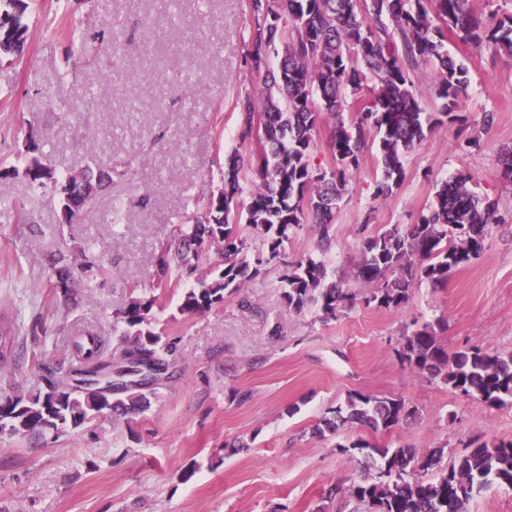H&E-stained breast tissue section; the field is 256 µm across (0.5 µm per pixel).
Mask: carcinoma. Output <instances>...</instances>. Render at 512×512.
Listing matches in <instances>:
<instances>
[{
    "label": "carcinoma",
    "instance_id": "cac0c4a2",
    "mask_svg": "<svg viewBox=\"0 0 512 512\" xmlns=\"http://www.w3.org/2000/svg\"><path fill=\"white\" fill-rule=\"evenodd\" d=\"M468 0H249L252 68L263 74L258 91L239 96L241 148L224 166V187L210 193L193 219L176 226L173 243L161 249L153 279L163 287L173 276L193 279L183 290L179 310L195 315L224 302V293H237L268 265L282 269L283 299L288 309L313 306L324 320L354 305L395 308L410 300L412 286L424 281L442 286L458 266L480 258L490 225L501 223L495 201L472 190V178L456 173L436 185L427 213L415 224H394L362 240L352 280L365 288L360 295L349 281L335 279L327 263L313 256L290 259L285 243L305 224L317 233L318 250H329L334 211L349 194L348 186L374 149L381 164L373 197L385 200L405 179L404 159L443 125L463 127L459 102L470 83L466 67L448 54L446 31L479 47L491 44L512 55V14L495 10L475 16ZM25 10L16 0H0V59L17 56L27 40ZM282 52L276 66L269 55ZM429 68L434 94L440 101L426 112L416 97L413 77ZM351 107L355 116L346 119ZM259 115L264 126L260 153L252 151L251 122ZM329 124V149L334 165H311L320 124ZM23 169H0V178L21 177L37 205L43 197L57 206L62 223L76 224L99 188L112 183V164L88 162L79 183H65L40 144ZM255 176L248 198H241V180ZM500 177L512 185V146L502 149ZM262 237L263 249L248 258L240 224ZM222 256L218 273L202 270L210 248ZM100 256L90 248L61 242L45 255L49 287L65 305L76 301L74 285L91 282ZM155 297L129 300L112 324L119 361L134 357L143 379L116 394L87 392L79 376L112 366V352L101 336L87 334L73 341L71 370L60 366L40 377L28 394H0V434L41 438L61 429H78L99 416L129 420L150 407L158 384L153 372L171 379L176 373L177 345L156 331L149 314ZM21 325L0 314V368L15 363ZM401 359L418 372L441 377L457 395L477 399L490 408L512 407V351L488 352L462 346L450 353L434 328L424 324L406 337ZM326 427L358 424L374 433L387 432L408 420L413 411L398 398L363 393L348 396L345 408L333 411ZM365 453L374 474L348 489L372 512H464L474 493L494 484L512 489V441H482L468 446L449 467H442L444 449L419 459L409 448L378 447L357 441L339 446L354 458ZM432 472L428 480L421 472Z\"/></svg>",
    "mask_w": 512,
    "mask_h": 512
}]
</instances>
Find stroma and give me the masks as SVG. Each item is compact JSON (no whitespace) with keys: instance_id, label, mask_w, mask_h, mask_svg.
<instances>
[{"instance_id":"35a3bbf8","label":"stroma","mask_w":512,"mask_h":512,"mask_svg":"<svg viewBox=\"0 0 512 512\" xmlns=\"http://www.w3.org/2000/svg\"><path fill=\"white\" fill-rule=\"evenodd\" d=\"M25 4L24 54L0 60V168L24 167L33 137L58 166H119L86 219L71 226L54 207L30 208L22 179L0 180V308H13L24 328L38 319L45 329L19 336L0 393L30 392L40 364L70 362L72 337L111 336L115 313L136 294L155 295L151 315L177 343L178 373L130 423L100 417L39 443L0 435V512H368L346 489L372 470L339 445L360 438L420 456L440 447L447 466L474 439L512 441V407L456 395L397 355L425 323L451 351H512V186L499 166L501 149L512 146L511 55L448 37L450 55L469 70L460 110L478 146H458L455 128L433 129L406 155L405 180L384 200L373 197L380 169L366 155L335 215L326 260L335 276L351 277L360 225L374 234L417 223L437 184L458 172L470 174L473 190L495 200L504 218L490 226L480 258L445 286L414 285L400 308L359 301L328 321L313 307L296 313L281 297L280 268L271 266L222 305L189 316L178 308L184 281L157 290L152 271L185 213L221 188L224 161L239 145L235 100L261 83L249 60L248 0ZM74 23L86 38H102L97 55L71 53ZM56 95L69 99L70 111L53 107ZM488 111L495 121L487 129ZM116 202L118 224L110 221ZM25 212L41 234L27 231ZM63 238L101 257L96 282L69 313L42 262ZM245 299L252 310L242 309ZM354 392L402 399L414 415L388 433L355 425L319 433ZM236 438L245 449L226 452ZM189 464L195 474L181 481Z\"/></svg>"}]
</instances>
